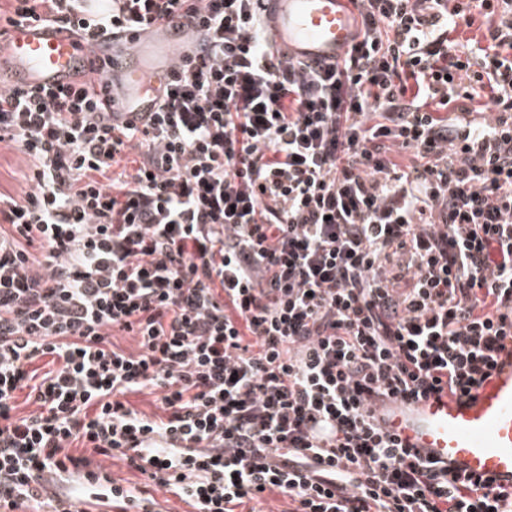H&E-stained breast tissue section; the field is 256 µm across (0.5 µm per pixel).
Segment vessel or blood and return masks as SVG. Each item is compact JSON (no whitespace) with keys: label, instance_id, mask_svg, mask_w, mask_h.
I'll list each match as a JSON object with an SVG mask.
<instances>
[{"label":"vessel or blood","instance_id":"1","mask_svg":"<svg viewBox=\"0 0 512 512\" xmlns=\"http://www.w3.org/2000/svg\"><path fill=\"white\" fill-rule=\"evenodd\" d=\"M262 2L272 22L274 47L296 59H341L355 43L358 22L352 0ZM89 58L86 45L64 29L27 22L0 36V74L7 75V85L14 89L72 84ZM107 71L122 82L115 108L130 116L152 110L157 74L138 56L113 53ZM378 417L387 431L421 455L512 491V341H506L488 378L470 393L390 400Z\"/></svg>","mask_w":512,"mask_h":512}]
</instances>
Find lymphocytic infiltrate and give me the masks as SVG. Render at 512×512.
Instances as JSON below:
<instances>
[{
    "instance_id": "lymphocytic-infiltrate-1",
    "label": "lymphocytic infiltrate",
    "mask_w": 512,
    "mask_h": 512,
    "mask_svg": "<svg viewBox=\"0 0 512 512\" xmlns=\"http://www.w3.org/2000/svg\"><path fill=\"white\" fill-rule=\"evenodd\" d=\"M256 2L11 0L6 23L104 56L195 27L136 121L94 65L0 91V143L30 162L24 198L0 192V512H156L153 487L194 512L272 491L288 512H512L374 414L470 391L512 339V0H353L339 64L274 50ZM479 16L486 46L460 43ZM147 391L163 415L132 406ZM96 459L112 474L113 478L121 480L123 483L143 487L147 482L146 476L130 468L124 460L117 456L104 457L99 455L96 456Z\"/></svg>"
}]
</instances>
